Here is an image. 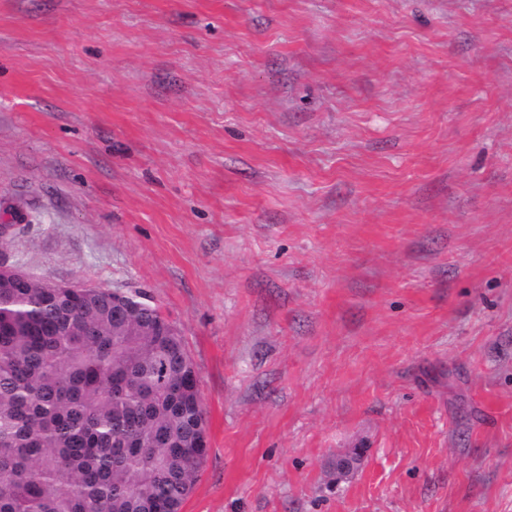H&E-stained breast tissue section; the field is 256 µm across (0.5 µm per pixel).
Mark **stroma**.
Wrapping results in <instances>:
<instances>
[{
	"instance_id": "1",
	"label": "stroma",
	"mask_w": 512,
	"mask_h": 512,
	"mask_svg": "<svg viewBox=\"0 0 512 512\" xmlns=\"http://www.w3.org/2000/svg\"><path fill=\"white\" fill-rule=\"evenodd\" d=\"M4 223L179 330L182 512H512V0H0Z\"/></svg>"
}]
</instances>
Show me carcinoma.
<instances>
[{
    "label": "carcinoma",
    "instance_id": "obj_1",
    "mask_svg": "<svg viewBox=\"0 0 512 512\" xmlns=\"http://www.w3.org/2000/svg\"><path fill=\"white\" fill-rule=\"evenodd\" d=\"M0 284V512H178L205 410L180 336L140 335L112 290ZM142 322L165 326L151 299Z\"/></svg>",
    "mask_w": 512,
    "mask_h": 512
}]
</instances>
